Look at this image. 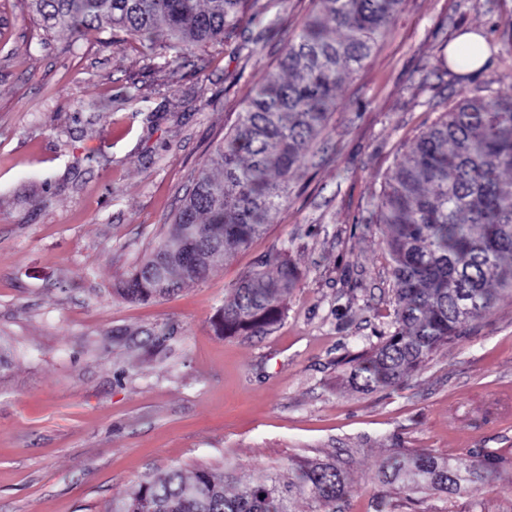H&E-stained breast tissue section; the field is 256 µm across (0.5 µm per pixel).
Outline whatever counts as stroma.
<instances>
[{"label":"stroma","instance_id":"1","mask_svg":"<svg viewBox=\"0 0 512 512\" xmlns=\"http://www.w3.org/2000/svg\"><path fill=\"white\" fill-rule=\"evenodd\" d=\"M259 20L185 53L125 33L73 40L29 0H0V512H107L173 467L233 472L228 492L335 463L349 493L320 512H512V295L398 386L350 360L397 328L383 226L396 163L462 97L512 95V0H403L342 84L287 202L201 282L128 301L114 287L168 236L225 133L316 0H260ZM276 38L247 52L268 24ZM487 45L460 77L448 43ZM300 272L270 333L219 336L239 278L280 250ZM490 457L492 486L453 496L382 484L394 449Z\"/></svg>","mask_w":512,"mask_h":512}]
</instances>
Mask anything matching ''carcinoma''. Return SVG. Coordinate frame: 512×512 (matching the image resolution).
Instances as JSON below:
<instances>
[{
    "mask_svg": "<svg viewBox=\"0 0 512 512\" xmlns=\"http://www.w3.org/2000/svg\"><path fill=\"white\" fill-rule=\"evenodd\" d=\"M259 0H31L47 29L79 40L90 31L119 30L142 41L161 32L173 46H202L236 29ZM318 14L288 42L277 66L249 99L210 166L196 178L173 220V232L135 267L117 293L147 301L199 282L265 230L288 200L298 159L310 152L336 108V92L371 55L402 0H317ZM218 174H213V171ZM512 97H464L446 119L424 132L399 161L377 204L392 260L398 329L376 349L351 360L363 387H390L441 346L461 325L482 317L493 287L512 293ZM221 243L209 262L187 257L193 237ZM276 265V274L267 266ZM296 268L275 253L242 275L224 300L216 332L224 337L272 331ZM385 484L407 482L410 493L455 495L493 477L487 462L453 465L426 451L397 450L380 471ZM179 468L140 482L108 512H290L303 496L310 512L347 493L330 462H301L288 482L276 475L229 495L224 479Z\"/></svg>",
    "mask_w": 512,
    "mask_h": 512,
    "instance_id": "carcinoma-1",
    "label": "carcinoma"
}]
</instances>
